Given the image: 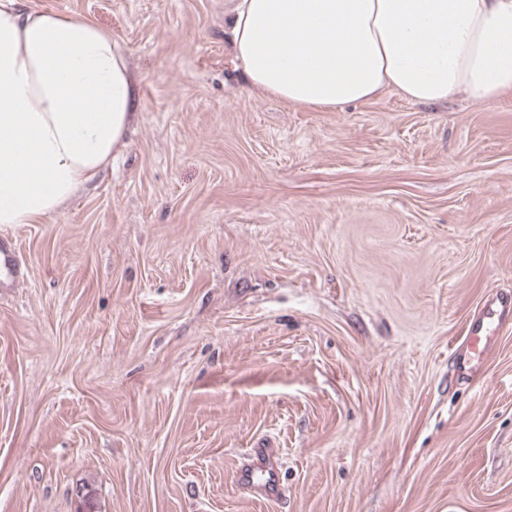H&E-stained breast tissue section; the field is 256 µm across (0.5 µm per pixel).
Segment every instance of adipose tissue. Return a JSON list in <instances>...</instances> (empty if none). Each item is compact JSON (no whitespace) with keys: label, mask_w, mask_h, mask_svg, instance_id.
<instances>
[{"label":"adipose tissue","mask_w":512,"mask_h":512,"mask_svg":"<svg viewBox=\"0 0 512 512\" xmlns=\"http://www.w3.org/2000/svg\"><path fill=\"white\" fill-rule=\"evenodd\" d=\"M230 44L251 89L304 108L512 94V0H237ZM135 96L110 31L0 0V228L61 213L111 164Z\"/></svg>","instance_id":"adipose-tissue-1"}]
</instances>
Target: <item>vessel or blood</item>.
<instances>
[{"label":"vessel or blood","mask_w":512,"mask_h":512,"mask_svg":"<svg viewBox=\"0 0 512 512\" xmlns=\"http://www.w3.org/2000/svg\"><path fill=\"white\" fill-rule=\"evenodd\" d=\"M25 278L13 243L0 238V288L17 287ZM512 324V295L492 294L466 328L465 343L455 358L459 369L470 382L483 377L484 361L500 330ZM242 484L259 492L276 495L281 491L279 472L270 464L249 466L241 470Z\"/></svg>","instance_id":"obj_1"}]
</instances>
